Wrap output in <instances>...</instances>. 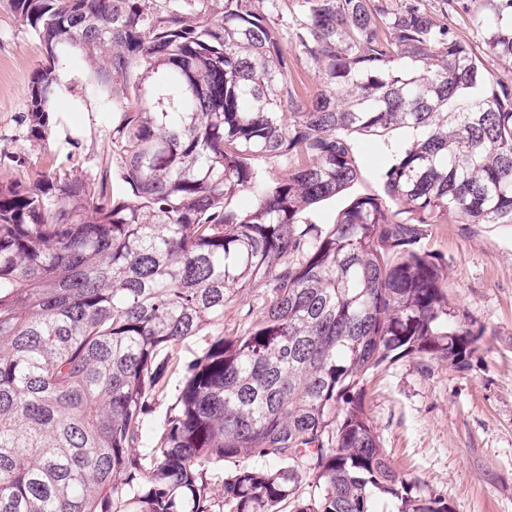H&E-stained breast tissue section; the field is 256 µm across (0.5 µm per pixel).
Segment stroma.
<instances>
[{
  "label": "stroma",
  "mask_w": 512,
  "mask_h": 512,
  "mask_svg": "<svg viewBox=\"0 0 512 512\" xmlns=\"http://www.w3.org/2000/svg\"><path fill=\"white\" fill-rule=\"evenodd\" d=\"M437 24L450 26L484 53L491 78L512 87V63L485 54L477 20L486 0H419ZM298 0H283L282 43L301 92L316 93L320 69L299 58L292 31ZM46 58L32 30L0 0V179L31 185L62 174L99 175L112 167V128L118 122L85 58L73 56L58 74L45 139L25 120L28 84ZM363 172L348 191L313 206L318 224L333 223L351 198L381 194L374 176L384 156L376 143L356 141ZM423 247L446 261L448 297L487 332L462 365L408 356L365 382L364 408L392 465L445 498L453 512H512V224H436Z\"/></svg>",
  "instance_id": "35a3bbf8"
}]
</instances>
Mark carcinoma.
<instances>
[{
    "instance_id": "obj_1",
    "label": "carcinoma",
    "mask_w": 512,
    "mask_h": 512,
    "mask_svg": "<svg viewBox=\"0 0 512 512\" xmlns=\"http://www.w3.org/2000/svg\"><path fill=\"white\" fill-rule=\"evenodd\" d=\"M12 2L48 61L31 136L77 53L121 118L98 179L0 181V512H374L376 491L394 512H451L391 466L364 381L401 356L477 351L485 329L422 240L512 224V89L410 0H299L295 46L322 72L305 98L280 0ZM480 27L512 62V0ZM354 137L391 152L395 207L356 196L333 224L303 220L360 178ZM274 158L287 170L269 178ZM258 286L259 315L224 330V307ZM207 329L141 455L177 348Z\"/></svg>"
}]
</instances>
